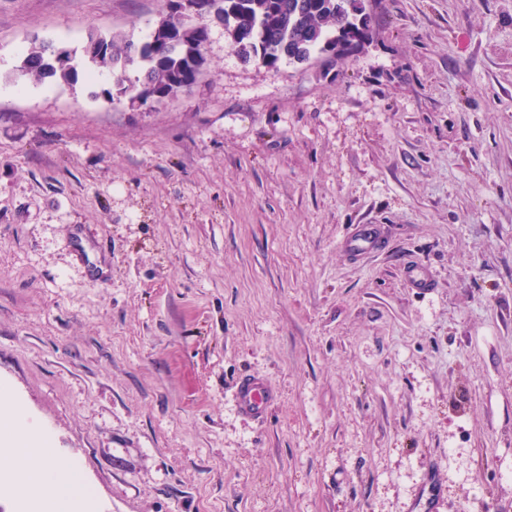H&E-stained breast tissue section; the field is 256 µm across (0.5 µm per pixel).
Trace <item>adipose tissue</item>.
<instances>
[{
	"instance_id": "obj_1",
	"label": "adipose tissue",
	"mask_w": 512,
	"mask_h": 512,
	"mask_svg": "<svg viewBox=\"0 0 512 512\" xmlns=\"http://www.w3.org/2000/svg\"><path fill=\"white\" fill-rule=\"evenodd\" d=\"M0 442L9 445L0 455V472L17 493L32 499L36 512H74L76 491L83 476L79 463L58 460L52 438L34 433L28 415L0 385Z\"/></svg>"
}]
</instances>
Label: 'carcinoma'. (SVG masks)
Here are the masks:
<instances>
[{"mask_svg":"<svg viewBox=\"0 0 512 512\" xmlns=\"http://www.w3.org/2000/svg\"><path fill=\"white\" fill-rule=\"evenodd\" d=\"M193 2L199 7L197 21H181L173 11H165L139 41L120 33L88 29L83 43L106 44L109 51L101 55L35 40L15 76L73 86L78 82L79 67H93L112 75L117 88V94H108L112 103L126 98L144 106L154 99H172L191 92L206 65L209 18L221 22L225 37L239 54L271 70L285 63L305 64L319 56L333 62L372 38L367 0ZM133 65L137 75L131 78L128 69Z\"/></svg>","mask_w":512,"mask_h":512,"instance_id":"cac0c4a2","label":"carcinoma"}]
</instances>
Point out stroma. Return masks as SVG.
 Wrapping results in <instances>:
<instances>
[{
	"mask_svg": "<svg viewBox=\"0 0 512 512\" xmlns=\"http://www.w3.org/2000/svg\"><path fill=\"white\" fill-rule=\"evenodd\" d=\"M371 7L331 67L212 25L146 107L8 74L164 0H0V383L88 512H416L431 467L438 512H512V0ZM367 223L383 248L349 254ZM234 398L240 412L245 417L255 421H263L277 396L260 377L246 374L238 378Z\"/></svg>",
	"mask_w": 512,
	"mask_h": 512,
	"instance_id": "1",
	"label": "stroma"
}]
</instances>
